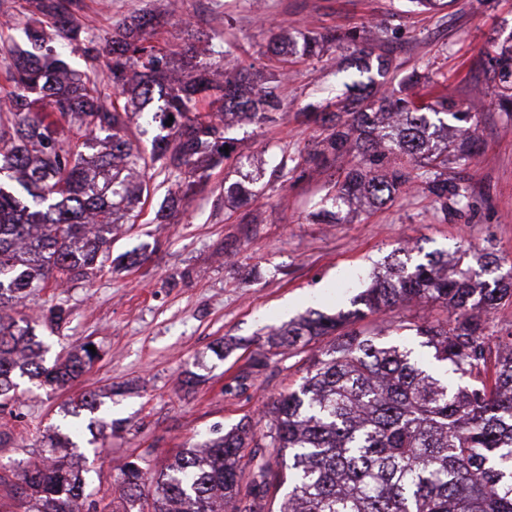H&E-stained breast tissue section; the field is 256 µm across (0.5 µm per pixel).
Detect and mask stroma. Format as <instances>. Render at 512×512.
I'll list each match as a JSON object with an SVG mask.
<instances>
[{
    "label": "stroma",
    "mask_w": 512,
    "mask_h": 512,
    "mask_svg": "<svg viewBox=\"0 0 512 512\" xmlns=\"http://www.w3.org/2000/svg\"><path fill=\"white\" fill-rule=\"evenodd\" d=\"M81 30L71 66L98 84L108 81L102 50L116 25L151 12L160 23L149 38L169 60L170 74L202 66H241L264 83L274 70L269 52L277 25L292 33H335L336 41L316 58L288 66L278 83L281 106L270 120L232 128L238 144L230 160L209 170L195 194L177 198L167 223L154 219L171 187L148 170L151 196L136 223L112 234L113 255L128 254L125 268L106 265L89 279L31 291L21 308L35 317L46 348L45 365L92 343L98 357L71 385L59 390L21 378L17 400L0 409V503L15 504L13 469L39 457L49 444V425L69 434L85 455L90 489L120 512L116 491L120 467L145 458L161 469L181 449L206 439L213 428L229 431L247 422L263 436L280 395L298 388L313 346L269 348L271 330L299 321L308 311L333 316L350 310L353 298L372 282L374 271L406 244L411 263L426 254L459 249L487 251L512 265V112L500 103L489 60L512 37V0H452L444 9L411 10L404 0H75ZM31 0H0V99L12 87L5 71L10 45L24 41ZM361 29L350 43L345 35ZM101 53L87 62L84 47ZM393 60L394 80L419 74L447 88L473 116L476 154L466 165L449 163V182L465 187L469 205L444 213L432 196L412 188L382 205H363L342 223L318 224L313 213L335 182L353 165L351 157L309 170L286 187L273 186L274 161L294 166L315 151L320 124L305 112H331L347 98L336 71L367 54ZM231 182H255L247 207L224 198ZM251 223H241L243 213ZM348 287H338L339 279ZM63 308L60 325L50 309ZM223 340V355L211 346ZM263 366L252 368L258 353ZM200 381L187 387L186 372ZM99 395L96 413L68 414L86 391Z\"/></svg>",
    "instance_id": "obj_1"
}]
</instances>
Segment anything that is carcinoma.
<instances>
[{
  "instance_id": "obj_1",
  "label": "carcinoma",
  "mask_w": 512,
  "mask_h": 512,
  "mask_svg": "<svg viewBox=\"0 0 512 512\" xmlns=\"http://www.w3.org/2000/svg\"><path fill=\"white\" fill-rule=\"evenodd\" d=\"M72 0H38V17L27 19L30 49L14 50L5 80L13 86L9 111L0 113V408L12 399L16 375L63 388L79 378L97 355L88 344L45 366L41 343L29 321L9 310L55 274L84 280L112 260L110 236L116 216L134 212L150 194L143 180L148 163L184 175L188 196L200 185L199 160L219 165L229 158L225 116L242 111L255 124L278 106L277 78L260 86L243 76L214 85L211 71L198 70L165 84L166 61L144 37L157 17L144 14L133 28L112 38L108 84L78 77L64 51L37 54L45 42L42 18L54 19L56 35L71 43L79 27ZM336 41L332 32L308 33L302 42L276 34L272 52L279 72L290 57L312 58ZM504 101L512 105V40L490 61ZM357 95L344 113L316 112L325 136L320 149L289 169L274 170L280 184L313 167L356 152L359 162L334 185L332 210L316 212L334 224L361 198L385 203L414 184L443 211L464 207L461 188L448 182V156L466 162L474 142L446 94L376 97L377 82L353 79ZM51 98L55 120L32 111L31 95ZM112 98V104L105 100ZM152 106V121H172V138L160 139L150 158L121 135L134 100ZM103 149L92 154V142ZM370 312L403 303L439 302L444 322L400 320L388 336L351 329L348 316L317 315L274 334L278 346L305 347L336 335L313 353L298 389L274 405L266 437L288 454V474L264 459L250 475L240 467L250 431L239 423L202 445L182 449L154 474L137 460L120 469L122 512H255L275 484H288L279 512H512V332L494 337L491 310L512 302V269L499 272L491 254L466 251L407 267L388 263L373 285L357 296ZM417 338L430 349L427 362L399 342ZM94 391L82 394L73 414L98 410ZM69 437L55 435L39 459L17 468L18 512H115L112 502L88 492L83 456L59 449Z\"/></svg>"
}]
</instances>
